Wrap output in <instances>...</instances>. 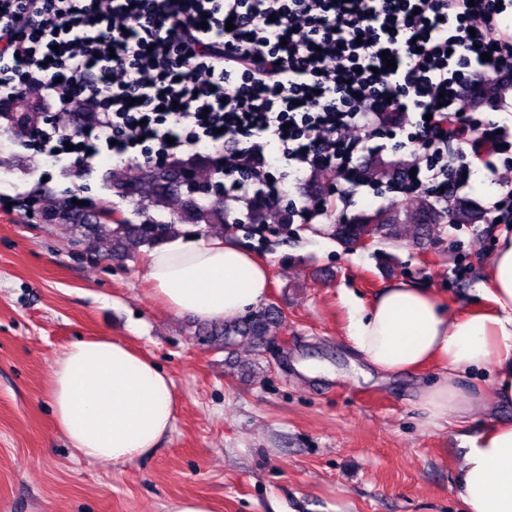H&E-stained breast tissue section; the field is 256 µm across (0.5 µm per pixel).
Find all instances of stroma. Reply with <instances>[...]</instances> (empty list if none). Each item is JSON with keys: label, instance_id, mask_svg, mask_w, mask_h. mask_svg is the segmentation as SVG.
Here are the masks:
<instances>
[{"label": "stroma", "instance_id": "1", "mask_svg": "<svg viewBox=\"0 0 512 512\" xmlns=\"http://www.w3.org/2000/svg\"><path fill=\"white\" fill-rule=\"evenodd\" d=\"M12 137L0 128V195L41 183L133 212L106 185L110 156L86 175L50 166L37 145L9 147ZM410 202L386 186L360 187L336 214ZM235 215L224 235L266 265V303L283 320L260 349L202 344L203 322L171 312L146 283L148 247L118 258L107 239L90 258L65 226L20 206L0 210V512H167L184 496L209 500L213 512H463L461 437L511 419L512 408L434 426L416 392L439 367L394 375L353 363L346 328L351 303L370 304L395 282L429 290L452 316L480 304L502 225H441L426 246L394 248L386 269L374 248H344L311 225L285 240ZM97 336L148 354L174 386L171 434L120 473L75 456L48 401L57 355Z\"/></svg>", "mask_w": 512, "mask_h": 512}]
</instances>
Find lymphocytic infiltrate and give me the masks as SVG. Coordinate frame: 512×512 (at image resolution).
<instances>
[{
  "mask_svg": "<svg viewBox=\"0 0 512 512\" xmlns=\"http://www.w3.org/2000/svg\"><path fill=\"white\" fill-rule=\"evenodd\" d=\"M490 71H512L504 0H0V103L68 115L39 135L52 164L217 145L213 174L245 205L305 169L356 183L380 135L422 159L398 193L467 186L476 160L497 176L512 124L455 108ZM245 158L263 173L242 177Z\"/></svg>",
  "mask_w": 512,
  "mask_h": 512,
  "instance_id": "lymphocytic-infiltrate-1",
  "label": "lymphocytic infiltrate"
}]
</instances>
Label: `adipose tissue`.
I'll list each match as a JSON object with an SVG mask.
<instances>
[{"instance_id": "1", "label": "adipose tissue", "mask_w": 512, "mask_h": 512, "mask_svg": "<svg viewBox=\"0 0 512 512\" xmlns=\"http://www.w3.org/2000/svg\"><path fill=\"white\" fill-rule=\"evenodd\" d=\"M145 277L172 312L233 321L259 307L269 287L264 264L219 237H176L149 254ZM481 306L448 316L429 291L404 283L353 305L346 339L375 369L395 374L436 361L441 375L422 388L429 423H464L494 405L512 407V236L497 240ZM492 365L491 394L465 385ZM173 382L148 356L109 337L68 344L54 361L48 391L58 433L77 456L114 471L152 456L176 420ZM466 512H512V420L472 438L457 479Z\"/></svg>"}]
</instances>
